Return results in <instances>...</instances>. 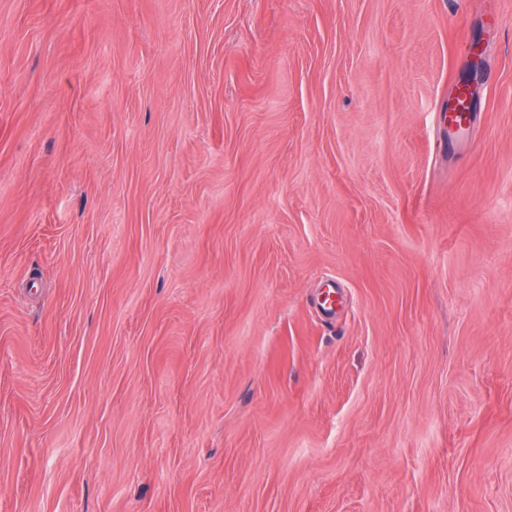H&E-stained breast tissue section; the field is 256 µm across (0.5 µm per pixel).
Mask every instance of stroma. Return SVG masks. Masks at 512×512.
<instances>
[{
    "label": "stroma",
    "mask_w": 512,
    "mask_h": 512,
    "mask_svg": "<svg viewBox=\"0 0 512 512\" xmlns=\"http://www.w3.org/2000/svg\"><path fill=\"white\" fill-rule=\"evenodd\" d=\"M0 512H512V0H0Z\"/></svg>",
    "instance_id": "35a3bbf8"
}]
</instances>
